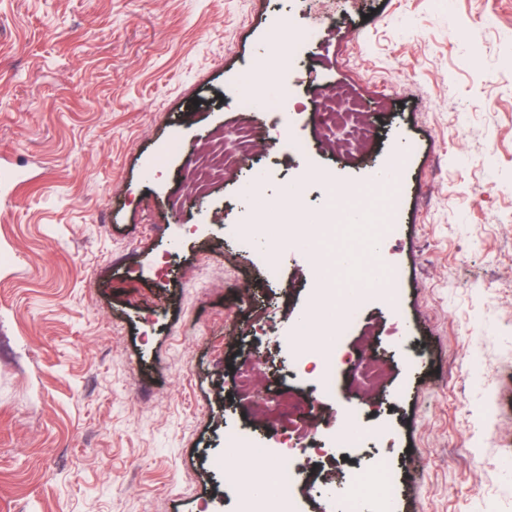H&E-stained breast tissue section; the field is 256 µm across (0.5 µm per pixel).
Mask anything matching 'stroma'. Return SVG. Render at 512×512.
<instances>
[{
  "instance_id": "obj_1",
  "label": "stroma",
  "mask_w": 512,
  "mask_h": 512,
  "mask_svg": "<svg viewBox=\"0 0 512 512\" xmlns=\"http://www.w3.org/2000/svg\"><path fill=\"white\" fill-rule=\"evenodd\" d=\"M278 23L291 49L269 44ZM335 90L391 99L362 153L324 145ZM246 118L274 156L195 194L213 136L232 146ZM399 150L398 224L356 259L395 271L400 302L364 308L326 392L293 363L326 249L229 229L290 186L311 221L322 183L359 188ZM369 329L391 373L367 404ZM252 351L277 376L264 404L327 408L305 446L236 393ZM493 420L512 424V0H0V512H237L233 470L309 447L389 464L396 512H512ZM350 423L362 453L336 445Z\"/></svg>"
}]
</instances>
